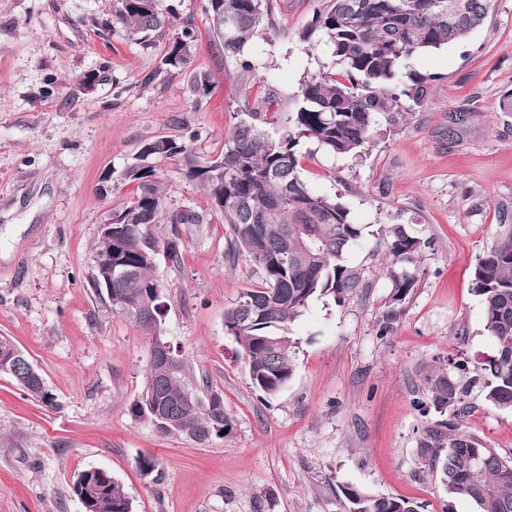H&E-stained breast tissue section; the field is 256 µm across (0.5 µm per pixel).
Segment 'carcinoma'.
I'll return each instance as SVG.
<instances>
[{
  "label": "carcinoma",
  "instance_id": "1",
  "mask_svg": "<svg viewBox=\"0 0 512 512\" xmlns=\"http://www.w3.org/2000/svg\"><path fill=\"white\" fill-rule=\"evenodd\" d=\"M122 7L106 23L150 47L176 27L175 17L159 11L156 0H121ZM451 0H328L314 11L303 39L325 43L339 69L305 75L300 81L294 112L287 126H275V116L248 112L233 125L220 154L203 160L193 150L196 133L147 141L121 173L136 184L133 198L112 213V239L98 238L96 255L112 256V293L124 295L125 306L113 311L153 333L136 313L143 298L156 303V325L164 315L163 285L154 274L158 250L177 262L180 236L173 231L163 243L152 239L156 224H209L219 213L230 231L227 259L246 255L255 265L260 285L246 291L224 315L225 331L234 337L246 361L253 387L267 397L278 395L293 376L297 341L291 327L315 300L338 299L357 287L354 272L344 263L348 247L363 229L352 223L336 196L312 191L302 177L301 143L312 140L330 155L357 157L368 144L380 119L394 122L400 96L421 104L427 78L413 75L397 91L402 62L415 55L465 42L484 25L496 0H461L464 9H448ZM209 32L215 48L241 60L251 40L273 26L271 7L262 0H207ZM196 41L192 25L169 38L160 61L165 71L189 64ZM182 162L185 176L206 190L216 207L171 208L159 179L158 166ZM387 249L392 292L387 317L397 314L416 280L409 271L426 241L398 225L390 229ZM291 252L283 259L281 249ZM472 290L483 306L484 330L495 353L472 370L454 361L426 378L428 397L442 420L426 428L421 456L439 473L448 501L465 498L477 512H512V460L495 449L458 432L473 389L489 404L512 411V226L498 235L474 267ZM27 354L9 374L31 397L48 406L55 397L46 384L29 380ZM166 412L163 434H177L195 445L224 438L232 428L223 397L209 385L199 388L187 359L168 375L147 368L141 398L131 406L138 418L153 421L151 409ZM72 488L89 490L92 512H132L131 502L112 474L90 468L77 475ZM349 512H418L401 497L381 496L359 487L344 489Z\"/></svg>",
  "mask_w": 512,
  "mask_h": 512
}]
</instances>
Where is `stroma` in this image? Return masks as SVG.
<instances>
[{
  "mask_svg": "<svg viewBox=\"0 0 512 512\" xmlns=\"http://www.w3.org/2000/svg\"><path fill=\"white\" fill-rule=\"evenodd\" d=\"M322 0H271L278 32L248 47L253 64L212 44L206 0H157L190 22V65L160 71L166 48L100 27L119 0H0V336L42 374L55 407L0 376V512H83L72 483L110 471L132 512H347L346 486L442 512L446 494L422 463L419 442L439 419L423 410L424 376L495 345L472 291V272L502 225H512V0H497L466 42L404 60L400 86L427 76V95L398 123L380 122L363 155L301 147L303 177L339 197L362 237L345 253L359 278L341 301L313 302L292 327L294 375L273 398L256 391L224 314L259 276L225 259L228 227L183 224L179 264L157 254L164 335L224 399L233 428L197 446L161 434L130 407L146 387L150 338L88 285L100 225L136 186L120 174L147 140L198 131L197 156L224 146L246 105L275 95L287 119L305 75L330 69L328 47L302 41ZM90 73L92 91L79 82ZM208 75L209 94L193 90ZM465 113L450 126L451 113ZM171 207L206 210V191L167 160ZM401 224L426 241L416 287L384 325L391 280L385 232ZM460 431L512 457V412L472 393ZM157 469L140 474L137 461Z\"/></svg>",
  "mask_w": 512,
  "mask_h": 512,
  "instance_id": "1",
  "label": "stroma"
}]
</instances>
